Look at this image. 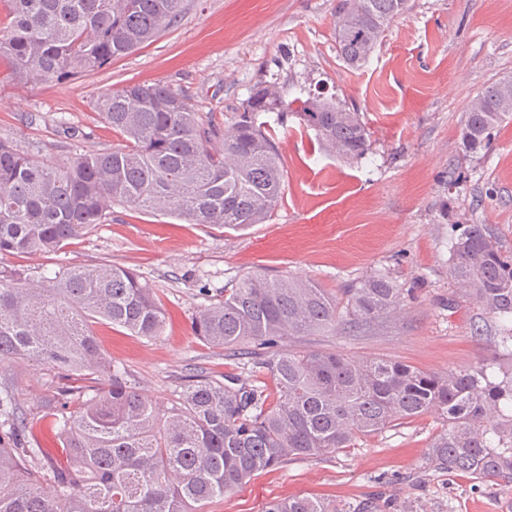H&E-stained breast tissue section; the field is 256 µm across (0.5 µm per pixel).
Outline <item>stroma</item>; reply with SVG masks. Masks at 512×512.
Masks as SVG:
<instances>
[{
  "instance_id": "obj_1",
  "label": "stroma",
  "mask_w": 512,
  "mask_h": 512,
  "mask_svg": "<svg viewBox=\"0 0 512 512\" xmlns=\"http://www.w3.org/2000/svg\"><path fill=\"white\" fill-rule=\"evenodd\" d=\"M338 0H183L176 26L101 70L20 84L0 64V138L35 160L63 162L121 145L94 109L103 93L161 82L229 128L261 80L285 100L324 93L361 113L365 159L324 156L295 115L276 127L284 194L269 221L242 232L114 207L108 221L54 253L0 256V270L32 279L63 266L111 263L147 282L165 313L161 336L93 329L104 354L166 412L190 376L269 383L262 354L209 346L193 335L197 312L261 271L313 280L342 296L376 270L403 290L399 308L359 336L322 333L287 349L338 350L356 360H395L428 373L496 363L512 371V345L468 288L450 275L448 243L483 224L512 254V119L488 149L467 152L462 127L489 84L512 77V0H410L368 62L351 70L336 51ZM25 417L41 418L68 378L45 366H0ZM437 415L357 438L316 459L257 473L207 512H263L274 499L321 495L373 512H512V488L434 467L427 458Z\"/></svg>"
}]
</instances>
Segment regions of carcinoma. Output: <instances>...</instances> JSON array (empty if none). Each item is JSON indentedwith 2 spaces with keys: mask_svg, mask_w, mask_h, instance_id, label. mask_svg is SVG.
Masks as SVG:
<instances>
[{
  "mask_svg": "<svg viewBox=\"0 0 512 512\" xmlns=\"http://www.w3.org/2000/svg\"><path fill=\"white\" fill-rule=\"evenodd\" d=\"M0 60L19 83L61 80L101 69L156 40L177 22L183 0H6ZM410 0H340L336 49L362 67ZM101 118L123 144L40 162L0 138V254L50 253L105 222L115 205L161 212L187 224L244 231L270 220L284 174L263 112L295 113L321 150L362 159L370 131L335 98L289 102L260 82L230 129L204 121L185 96L161 83H133L102 94ZM512 117V78L486 86L465 113L462 140L475 152ZM451 276L471 289L486 314L512 322V255L482 224H468L449 247ZM340 303L318 283L248 273L224 301L200 310L195 336L232 350L266 351L267 386L195 375L163 418L126 371L100 349L101 318L134 336L162 334L153 289L129 268L73 266L41 280L0 271V363L33 361L62 377L96 381L94 394L71 387L49 404L47 428L70 463L31 447L27 418L0 390V512H204L206 504L258 472L317 458L397 423L436 413L431 463L477 479L512 484V373L488 364L427 373L398 361L354 360L338 351L281 350L285 339L341 328L364 332L400 303L386 272L365 276ZM78 409L67 411V396ZM264 512H341L314 496L274 499Z\"/></svg>",
  "mask_w": 512,
  "mask_h": 512,
  "instance_id": "carcinoma-1",
  "label": "carcinoma"
}]
</instances>
